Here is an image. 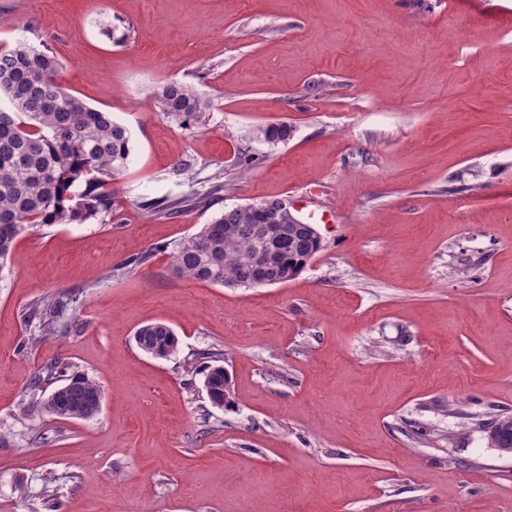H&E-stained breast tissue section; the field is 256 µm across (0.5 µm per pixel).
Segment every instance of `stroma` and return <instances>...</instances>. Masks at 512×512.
Instances as JSON below:
<instances>
[{
	"instance_id": "obj_1",
	"label": "stroma",
	"mask_w": 512,
	"mask_h": 512,
	"mask_svg": "<svg viewBox=\"0 0 512 512\" xmlns=\"http://www.w3.org/2000/svg\"><path fill=\"white\" fill-rule=\"evenodd\" d=\"M33 32L133 149L111 217L21 236L0 281V512L46 488L58 512H512L487 442L512 415V0H0V46ZM175 80L207 125L160 114ZM279 122L288 141L254 138ZM217 174L206 205L141 206ZM274 199L322 238L296 278L174 273L181 239ZM46 294L73 325L41 341L20 312ZM155 321L175 356L137 347ZM57 361L99 383L95 418L21 411ZM136 339L146 348L163 350L169 357L178 351L179 340L176 333L163 322L142 326L135 333V341ZM149 349H143L142 352L153 358L162 359L159 354ZM224 372L227 374L223 365L211 366L204 378V388L211 403L220 407L226 405L229 397V381L226 382Z\"/></svg>"
}]
</instances>
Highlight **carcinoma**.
Instances as JSON below:
<instances>
[{"mask_svg":"<svg viewBox=\"0 0 512 512\" xmlns=\"http://www.w3.org/2000/svg\"><path fill=\"white\" fill-rule=\"evenodd\" d=\"M59 63L33 43L20 40L0 49V94L9 107H0V273L18 239L27 230L55 224H84L112 215V182L125 171L131 156L128 129L107 112L89 107L58 82ZM162 116L181 126H204L211 103L190 85L167 84L158 97ZM293 129L286 123L254 130L266 143L286 142ZM207 197L176 196L146 201L143 207L160 216H172L206 203ZM270 212L232 209L203 225L171 250L176 274L227 288H252L291 280L318 252L312 233L290 223L288 212L276 206ZM147 256L133 257L106 274L130 276ZM61 304L53 295L34 301L23 321L35 327L38 339L57 335ZM139 343L173 356L179 340L163 322L139 328ZM204 388L212 404L226 405L229 383L224 366L207 368ZM33 394L21 399L28 414L59 419L90 420L99 413L102 390L80 373L65 375L50 366L35 376ZM489 444L502 452L512 449V415L494 420Z\"/></svg>","mask_w":512,"mask_h":512,"instance_id":"carcinoma-1","label":"carcinoma"}]
</instances>
